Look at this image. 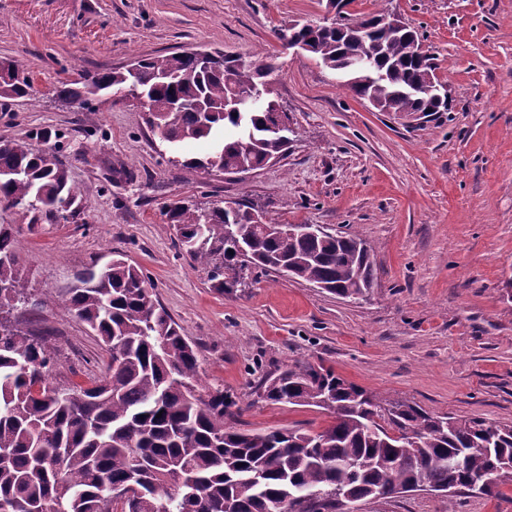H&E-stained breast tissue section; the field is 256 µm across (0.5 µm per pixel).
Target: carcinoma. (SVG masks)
Segmentation results:
<instances>
[{
	"instance_id": "carcinoma-1",
	"label": "carcinoma",
	"mask_w": 512,
	"mask_h": 512,
	"mask_svg": "<svg viewBox=\"0 0 512 512\" xmlns=\"http://www.w3.org/2000/svg\"><path fill=\"white\" fill-rule=\"evenodd\" d=\"M385 12L334 22L280 25L316 62L384 112H446L436 98L434 56L418 51L412 26L386 34ZM127 67L65 83L58 96L79 109L90 97L133 84L148 102L145 124L169 146L209 143L179 165L191 176L263 168L285 151L265 103L236 111L229 99L251 95L271 70L251 56L215 52L204 65L186 52L143 58ZM34 97L24 64L0 63V98ZM88 196L54 153L23 139L0 141V207L16 209L33 230L68 210L81 216ZM229 213L175 204L166 216L175 246L205 268L211 288L230 293L224 271L260 269L305 281L343 299H363L374 284L370 248L357 236L279 233L273 218L255 224L250 207ZM18 230L0 224V504L10 512H346L345 504L389 499L422 479L452 498L474 479L482 496L512 488V426L434 416L406 402L383 404L322 364L297 361L258 381L255 394L275 404L315 407L330 423L310 432L237 427L242 409L224 389L200 388L196 349L152 299L143 270L120 254L50 292L86 324L109 353L104 371L84 386L53 383L54 359L40 338L13 327L28 303ZM141 493L118 503L114 486Z\"/></svg>"
}]
</instances>
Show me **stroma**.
Here are the masks:
<instances>
[{
  "instance_id": "obj_1",
  "label": "stroma",
  "mask_w": 512,
  "mask_h": 512,
  "mask_svg": "<svg viewBox=\"0 0 512 512\" xmlns=\"http://www.w3.org/2000/svg\"><path fill=\"white\" fill-rule=\"evenodd\" d=\"M430 46L447 111L381 112L306 52H281L277 26L316 23L326 0H0V57L21 59L37 100L0 98V140L53 151L88 195L77 223L23 230L20 262L37 304L23 328L46 337L57 380L86 383L108 354L46 293L117 251L195 345L203 385L224 386L250 430L330 422L313 407L253 395L294 361L332 367L386 401L512 426V0H392ZM273 59L272 96L296 135L243 175L190 177L140 108L58 99L62 82L182 50ZM244 199L284 224H321L372 249L367 298L341 299L272 272L243 271L232 293L175 247L166 208ZM358 512H447L431 492Z\"/></svg>"
}]
</instances>
